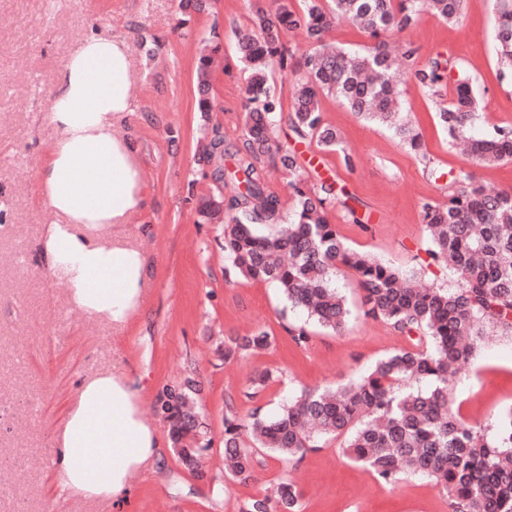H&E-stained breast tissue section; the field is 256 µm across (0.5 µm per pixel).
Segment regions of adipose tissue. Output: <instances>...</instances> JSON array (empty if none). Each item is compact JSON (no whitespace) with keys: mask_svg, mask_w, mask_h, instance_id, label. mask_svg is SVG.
Here are the masks:
<instances>
[{"mask_svg":"<svg viewBox=\"0 0 512 512\" xmlns=\"http://www.w3.org/2000/svg\"><path fill=\"white\" fill-rule=\"evenodd\" d=\"M131 56L117 36L92 35L54 76L48 121L59 132L38 176L57 220L41 241L51 273L87 316L125 326L141 314L148 260L108 231L146 207L137 152L117 126L134 110ZM141 393L119 371L86 377L57 428L54 468L60 493L118 500L135 472L155 463L159 434L140 411Z\"/></svg>","mask_w":512,"mask_h":512,"instance_id":"1","label":"adipose tissue"}]
</instances>
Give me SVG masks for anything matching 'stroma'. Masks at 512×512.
I'll use <instances>...</instances> for the list:
<instances>
[{"mask_svg": "<svg viewBox=\"0 0 512 512\" xmlns=\"http://www.w3.org/2000/svg\"><path fill=\"white\" fill-rule=\"evenodd\" d=\"M278 0H212L207 11L184 16L180 0H0V512H238L248 498L271 491L290 473L303 493L304 512H448L435 484L420 476L397 485L380 482L350 462L341 441L284 464L259 454L258 481L224 476V414L254 408L275 414L282 400L364 375L377 360L411 346L409 337L364 317L354 273L336 272L351 308L342 333L311 327L307 347H296L289 327L302 315L287 307L274 285L228 272L221 227L200 221L203 202L230 196L232 187L205 177L199 152L212 128L226 140L242 132L245 74L232 29L250 25L257 9ZM495 0H466L464 21L423 14L404 38L419 48L417 63L448 61L444 97L467 81L480 102L473 129L483 136L512 123V82L499 78L494 52ZM124 38L134 66L137 109L120 126L138 147L148 205L139 223L124 225L119 241L148 257L151 289L145 313L123 328L86 316L68 302V286L42 262L40 241L54 214L38 196V173L57 137L46 115L54 75L89 35ZM223 46L222 67L211 77L217 109L196 108V67L207 41ZM404 111L424 143L417 157L388 129L367 124L336 100H321L324 119L343 134L344 152L308 142L296 150L310 182L335 179L350 199L332 204L328 217L353 249L403 270L422 288H455L448 268L431 263L424 204L447 201L449 178L474 173L489 190H512V162L475 165L438 125L435 101L406 85ZM355 165L346 168L344 155ZM360 223H353L348 207ZM267 330L265 351L225 362L228 336ZM486 341L453 385L464 420L496 426L512 408V334L486 328ZM125 371L142 389L144 419L162 435L155 467L130 483L126 499H65L56 491L54 431L83 378L100 370ZM279 371L257 397H245L249 378ZM200 381V403L213 439L203 460L205 478L185 470L167 441L156 411L164 387Z\"/></svg>", "mask_w": 512, "mask_h": 512, "instance_id": "obj_1", "label": "stroma"}]
</instances>
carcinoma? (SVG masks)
Segmentation results:
<instances>
[{
	"instance_id": "obj_1",
	"label": "carcinoma",
	"mask_w": 512,
	"mask_h": 512,
	"mask_svg": "<svg viewBox=\"0 0 512 512\" xmlns=\"http://www.w3.org/2000/svg\"><path fill=\"white\" fill-rule=\"evenodd\" d=\"M495 53L500 77L512 79V0H497ZM465 0H304L295 11L282 5L271 15L258 10L252 26L234 32L239 61L247 72L243 130L233 141L213 129L202 158L216 183L231 182L228 201L209 199L199 209L211 221L224 216V257L243 277L274 284L291 308L306 321L338 333L351 316L336 288L342 265L356 274L366 317L408 337L427 338L379 359L361 378L337 389L303 390L268 416L256 409L245 417L224 415L225 473L246 482L255 455L267 451L288 464L310 448L344 437V454L386 484L403 477H425L448 497L451 512H512V410L495 432L464 421L455 407L452 384L484 340L488 325L512 332V193L485 190L474 175L450 180L448 202L423 206L429 232L426 253L461 280V287L418 288L414 275L367 254L349 249L328 218L336 198L334 183H309L299 156L278 142L282 104L275 73L294 67L282 35L300 31L312 46L299 63L302 76L287 118L293 139L314 141L325 150L339 146V135L326 123L321 99L331 97L361 120L393 130L415 153L421 136L401 113L402 89L396 80L414 82L425 94L441 98L448 60L437 57L416 65L418 47L387 49L386 38L412 28L427 12L448 22L463 19ZM360 26L371 43L348 51L324 42L334 18ZM214 45L199 57L198 111H214L210 95ZM438 116L451 141L468 138L478 119L471 86L457 85L454 98L439 104ZM275 156L292 176L294 208L283 220L280 198L272 190L262 158ZM475 164L512 161V125L496 126L471 140ZM265 330L231 336L224 361L267 348ZM265 370L249 379L245 395L253 398L274 381ZM196 383L164 388L160 409L179 463L203 479V459L212 447L208 424L194 402ZM240 512H303L301 495L288 477L274 495L248 499Z\"/></svg>"
}]
</instances>
